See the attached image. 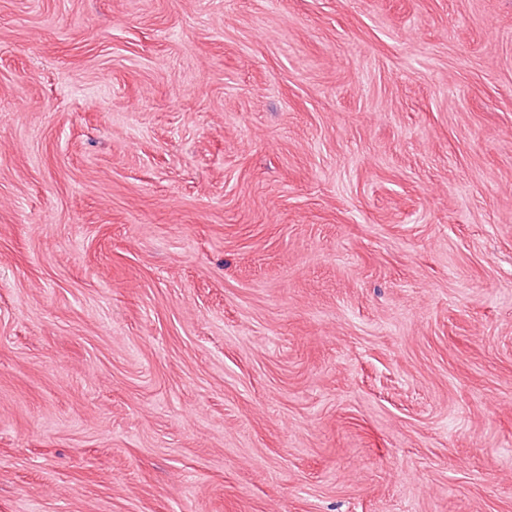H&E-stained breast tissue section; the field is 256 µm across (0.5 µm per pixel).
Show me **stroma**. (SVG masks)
<instances>
[{"instance_id": "35a3bbf8", "label": "stroma", "mask_w": 512, "mask_h": 512, "mask_svg": "<svg viewBox=\"0 0 512 512\" xmlns=\"http://www.w3.org/2000/svg\"><path fill=\"white\" fill-rule=\"evenodd\" d=\"M0 512H512V0H0Z\"/></svg>"}]
</instances>
